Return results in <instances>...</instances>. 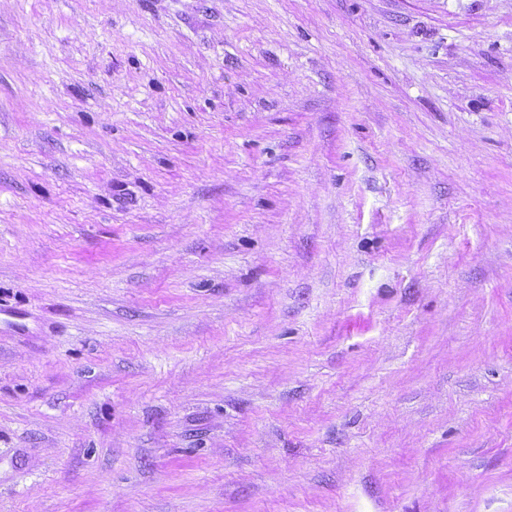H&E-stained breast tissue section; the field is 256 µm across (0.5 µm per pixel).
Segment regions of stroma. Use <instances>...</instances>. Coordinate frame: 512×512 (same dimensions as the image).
I'll list each match as a JSON object with an SVG mask.
<instances>
[{
	"mask_svg": "<svg viewBox=\"0 0 512 512\" xmlns=\"http://www.w3.org/2000/svg\"><path fill=\"white\" fill-rule=\"evenodd\" d=\"M0 512H512V0H0Z\"/></svg>",
	"mask_w": 512,
	"mask_h": 512,
	"instance_id": "stroma-1",
	"label": "stroma"
}]
</instances>
